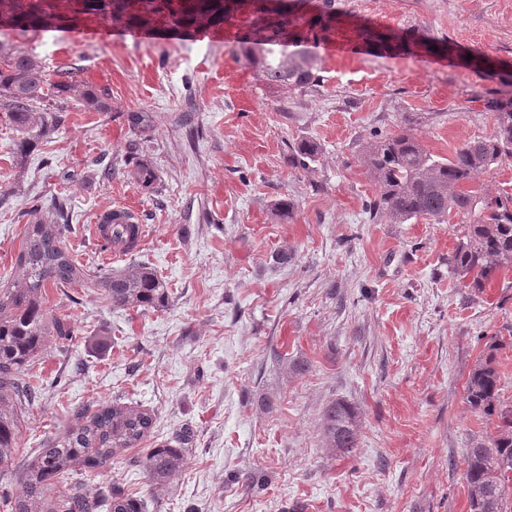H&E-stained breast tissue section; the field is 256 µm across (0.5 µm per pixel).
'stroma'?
I'll use <instances>...</instances> for the list:
<instances>
[{
    "instance_id": "stroma-1",
    "label": "stroma",
    "mask_w": 512,
    "mask_h": 512,
    "mask_svg": "<svg viewBox=\"0 0 512 512\" xmlns=\"http://www.w3.org/2000/svg\"><path fill=\"white\" fill-rule=\"evenodd\" d=\"M334 5L337 41L366 26L402 46L369 43L358 60L322 63L303 93L267 86L245 61L241 87H226L228 42L64 44L40 29L0 30V44L45 73L64 56L109 105L70 110L21 158L18 132L0 117V278L11 277L33 202L61 196L65 242L84 267L142 263L170 293L168 307L136 312L78 286L48 289V307L76 336L41 361L21 454L63 432L73 406L118 401L153 411V432L86 489L119 485L147 512H470L465 449L494 422L470 407L465 385L487 342L502 341L500 400L512 407V270L481 290L454 275L448 257L467 216L370 218L377 188L360 154L404 124L446 158L492 133L475 97L499 83L474 60L512 71V0ZM424 39L450 49H415ZM139 111L152 117L142 144L152 193L126 174V115ZM303 140L319 147L306 170L290 161ZM283 200L291 208L280 216ZM124 203L138 207L146 241L108 262L89 226ZM334 401L357 410L349 456L322 442ZM185 427L186 464L153 492L141 461Z\"/></svg>"
}]
</instances>
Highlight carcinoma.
I'll return each mask as SVG.
<instances>
[{"label": "carcinoma", "mask_w": 512, "mask_h": 512, "mask_svg": "<svg viewBox=\"0 0 512 512\" xmlns=\"http://www.w3.org/2000/svg\"><path fill=\"white\" fill-rule=\"evenodd\" d=\"M259 7L253 0H0V23L23 31L45 30L65 24L80 27L102 20L123 22L134 28L158 29L174 34L200 27L227 24L245 14L249 33L235 40V51L256 68L268 85L304 89L318 79L319 59L308 48L304 16L293 3ZM332 0L315 18L324 36L336 31ZM75 98L84 109L99 111L106 103L99 91L77 80V73H42L23 49L0 46V115L21 134L15 147L23 154L65 121L64 106L56 100ZM495 120L493 133L470 140L452 157L428 152L403 127L379 135L365 147L362 163L378 189L370 213L386 215L395 224L418 218L438 220L451 214L472 218L466 239L450 259L455 275L470 288H484L493 276L512 268V198H491L475 187L477 176L512 159V95L480 96ZM130 130L141 133L151 126L147 112H130ZM127 176L141 188L152 190L156 181L146 160L135 162ZM67 225L36 221L26 225L11 283L0 285V476L10 470L19 490L1 503L8 512H145L144 502L117 486L99 485L94 493L82 490L77 476L98 477L118 452L139 446L154 428L151 411L119 403L94 410L71 408V424L58 438L46 442L33 455L15 464L23 436V412L35 395L34 368L50 343L69 349L74 328L54 316L46 306V288L60 290L79 284L102 292L115 308L146 310L168 302L166 284L143 264L99 273L84 268L65 245ZM135 224H114L112 242L127 249L135 245ZM497 347L481 356L466 382V400L472 409L496 421V434L475 441L466 449L464 480L470 512H512V408L499 401L500 375ZM353 408L342 402L329 405L322 416L326 447L348 454L357 447ZM190 432L149 449L142 467L156 492L165 490L186 463L185 445Z\"/></svg>", "instance_id": "carcinoma-1"}]
</instances>
